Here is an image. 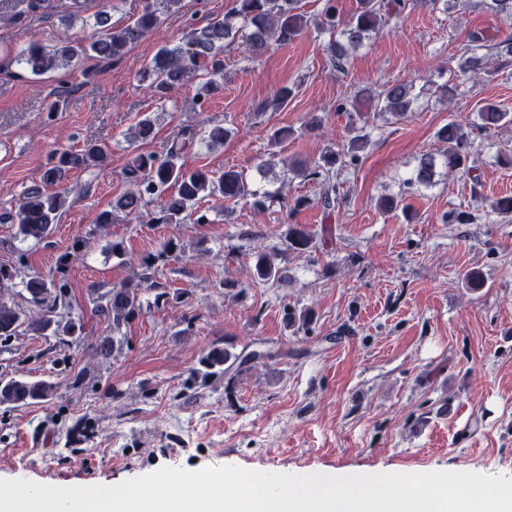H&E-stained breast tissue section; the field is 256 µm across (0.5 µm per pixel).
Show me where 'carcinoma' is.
I'll return each mask as SVG.
<instances>
[{
    "instance_id": "cac0c4a2",
    "label": "carcinoma",
    "mask_w": 512,
    "mask_h": 512,
    "mask_svg": "<svg viewBox=\"0 0 512 512\" xmlns=\"http://www.w3.org/2000/svg\"><path fill=\"white\" fill-rule=\"evenodd\" d=\"M356 3L349 22L339 32L345 44L335 42L331 47L330 63L336 68L343 66L345 45H361L370 33L383 26L386 18L409 6L408 0H356ZM180 4L181 0H143L138 14L123 26L110 25V16L102 11L94 17L98 32L89 44L78 45L65 37L57 46L48 49L31 41L15 50L13 60L22 70L35 76L68 69L83 57L119 62L158 26L163 15L178 11ZM335 18V8L330 4L317 18L309 20L297 12L296 0H233L232 7L224 15L210 18L205 25L189 23L180 41L173 46L161 47L139 71V77L150 82L159 98L167 100L196 79L195 103L202 108L208 97L221 87L224 51L237 39H242L245 44L243 53L246 57L256 59L272 45H285L294 40L310 23L322 30H335ZM483 41L484 36L479 33L468 35L458 64L460 71L481 70L488 76L493 74L486 55L481 53ZM361 95L374 111L394 115L411 111L417 99L413 89L404 84H381L375 89L361 91ZM477 116L481 129L512 122L509 113L493 104L483 105ZM438 139L445 147L442 158L448 171L468 169L471 142L461 127L449 122L438 131ZM193 144L194 133L189 130L169 140L160 153L137 155L125 170L127 192L113 201L112 210L103 211L96 217L98 230H106L118 213L134 219L143 217L142 208L150 203L157 204V210L148 215V222L152 224H184L188 220L204 223L207 215L198 212L197 204L205 197L246 200L256 208L266 206L265 197L259 195L247 177L237 170L228 168L217 174L204 168H186L183 155ZM339 159L340 154L329 150L303 170L305 178L320 185V200L329 213L344 203L340 187L333 181L334 167ZM108 161L107 147L93 142L76 150L52 153L41 183L26 188L13 209L0 213V223L15 225V238L23 242L45 240L58 217L69 206V173L104 168ZM434 175L435 159L429 156L421 161L410 182L428 186ZM287 239L289 248L298 252L314 247V235L300 224L289 225ZM251 278L255 282H285L288 275L275 263L274 254L259 249L251 257ZM144 282L149 284V289L157 291L158 300L176 302L181 298L180 293H171L151 282L148 275L137 283L128 281L112 287L100 297L95 309L97 314L112 322V335L103 338L97 349L102 359L107 360L122 349L126 340L122 328L143 315ZM22 285L31 308L24 310L0 297V344L17 335L22 327L35 336H73L81 329L70 316L66 284L38 274H27ZM265 356L264 352L244 349L234 353L227 347H214L200 359V368L191 374V378H219L230 371L241 373ZM56 390L54 382L12 379L0 383V403L44 401L54 396Z\"/></svg>"
}]
</instances>
